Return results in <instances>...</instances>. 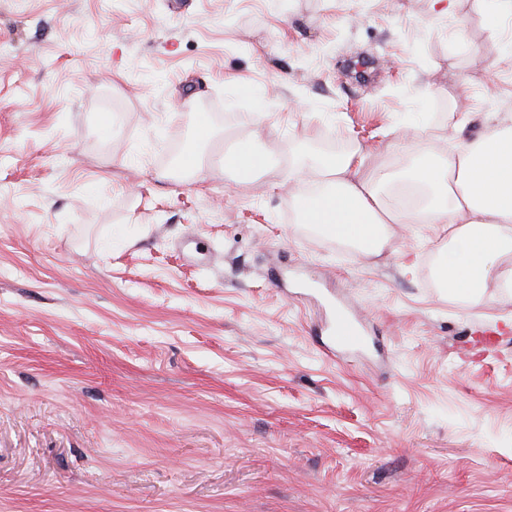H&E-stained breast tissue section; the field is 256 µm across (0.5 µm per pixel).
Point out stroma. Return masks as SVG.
<instances>
[{"label": "stroma", "instance_id": "35a3bbf8", "mask_svg": "<svg viewBox=\"0 0 512 512\" xmlns=\"http://www.w3.org/2000/svg\"><path fill=\"white\" fill-rule=\"evenodd\" d=\"M0 44V512H512V294L428 286L447 225L368 256L302 224L279 169L220 160L256 130L280 156L450 152L454 120L512 117V17L0 0ZM318 278L382 356L319 353L287 295Z\"/></svg>", "mask_w": 512, "mask_h": 512}]
</instances>
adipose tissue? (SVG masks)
Instances as JSON below:
<instances>
[{"mask_svg":"<svg viewBox=\"0 0 512 512\" xmlns=\"http://www.w3.org/2000/svg\"><path fill=\"white\" fill-rule=\"evenodd\" d=\"M282 175L296 188L303 223L368 254L380 253L389 224H445L453 233L437 269L449 292L480 301L489 279L512 289V126L460 136L454 154L418 150L404 171L369 167L359 151H294ZM395 193V208L384 198Z\"/></svg>","mask_w":512,"mask_h":512,"instance_id":"adipose-tissue-1","label":"adipose tissue"}]
</instances>
